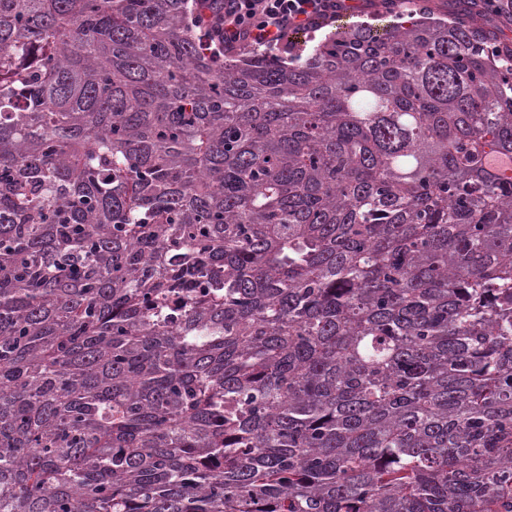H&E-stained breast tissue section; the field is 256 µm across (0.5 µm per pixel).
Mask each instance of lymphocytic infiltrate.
<instances>
[{"instance_id":"f902f5d3","label":"lymphocytic infiltrate","mask_w":512,"mask_h":512,"mask_svg":"<svg viewBox=\"0 0 512 512\" xmlns=\"http://www.w3.org/2000/svg\"><path fill=\"white\" fill-rule=\"evenodd\" d=\"M367 0H201L193 23L215 57L245 48L287 50L288 33L315 29L341 13L364 11Z\"/></svg>"}]
</instances>
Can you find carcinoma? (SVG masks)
<instances>
[{"instance_id":"cac0c4a2","label":"carcinoma","mask_w":512,"mask_h":512,"mask_svg":"<svg viewBox=\"0 0 512 512\" xmlns=\"http://www.w3.org/2000/svg\"><path fill=\"white\" fill-rule=\"evenodd\" d=\"M418 14L0 0V512H512V53ZM193 20L201 33V45L215 57H245V48L268 52L286 51L289 32L315 29L340 13H351L344 27L356 24L383 26L394 19L377 7L363 12L365 0H201ZM362 12V13H355ZM263 48V49H262ZM233 53L228 55L226 53ZM224 54L226 57H224ZM337 27H339V25L335 21L329 23V25L324 26L318 31L304 33V37L302 40L291 41V43L295 47V51L293 53H291L290 55L281 53L278 54V57H283L288 60V57L307 56L314 46H316L320 41H322L330 32L336 31Z\"/></svg>"}]
</instances>
